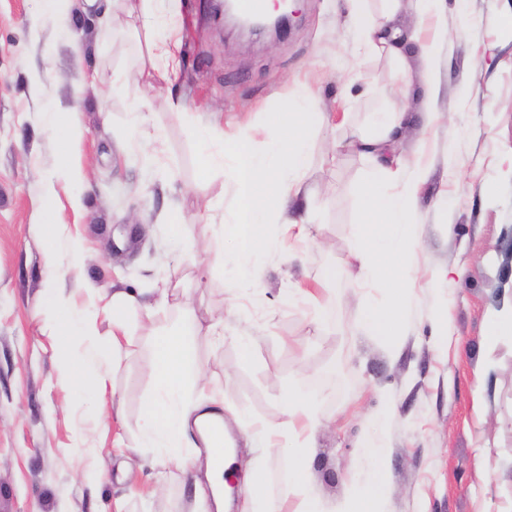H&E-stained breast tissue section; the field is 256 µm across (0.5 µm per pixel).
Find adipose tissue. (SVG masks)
<instances>
[{"label": "adipose tissue", "instance_id": "adipose-tissue-1", "mask_svg": "<svg viewBox=\"0 0 512 512\" xmlns=\"http://www.w3.org/2000/svg\"><path fill=\"white\" fill-rule=\"evenodd\" d=\"M384 22H377L368 8V0H349L346 24L361 32L366 48L389 57L396 65L393 81L379 88L381 118L371 133L355 134L348 146L367 158L375 169L361 194V213L371 224L373 234L363 236L353 248L356 268L331 267L322 274L323 282L339 279L347 284L383 279L391 293L389 303L375 306L366 314L364 329L382 338L396 335L410 313L405 277L418 262L411 231L415 221L413 188L423 177V169L415 161L397 155L399 134L405 124L411 103L413 78L407 56L414 49L416 31L395 25L394 19L404 11L423 17L426 0H384ZM319 103L310 87H302L287 125L269 126L265 145L256 148L252 134L238 130L230 139L220 140L213 127L196 128L201 146V169L210 172L217 159L210 146L223 141L224 152L233 159V175L240 188L238 220L226 227L235 245L234 260L242 280L252 277L250 261L268 245V227L283 224L310 236L311 224L306 215L291 214L289 207L305 192L308 173L307 141L316 122L324 120ZM169 301L167 291L155 292L153 299L141 300L124 290L112 293V349L120 351L132 334V323L152 319ZM44 326L57 336L61 346L72 338L84 339L82 353L66 358L65 379L76 386L105 390L109 361L96 341L95 317L57 300L43 314ZM192 325L175 333L156 336L153 365L154 388L142 408L140 432L146 447L155 449L160 459L179 458L189 445V430L200 426L207 413L205 404H219V393L208 402L192 399L188 394L191 378L200 373L193 338L201 334ZM207 487L199 491L195 512H224L223 500H210L209 488L223 485L224 474L233 462L232 456L219 455L218 444L205 440ZM313 438L290 446L292 459L284 485L300 489L302 498L298 512H323L322 503L312 484ZM388 489L382 467H373L367 482L356 488L339 512H384Z\"/></svg>", "mask_w": 512, "mask_h": 512}]
</instances>
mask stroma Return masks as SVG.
I'll return each instance as SVG.
<instances>
[{
  "mask_svg": "<svg viewBox=\"0 0 512 512\" xmlns=\"http://www.w3.org/2000/svg\"><path fill=\"white\" fill-rule=\"evenodd\" d=\"M216 0H179L178 75L148 68L141 0H114L108 23L73 0L76 24L37 20V0H0V512H193L194 483L177 462L156 486L154 453L139 420L153 386V338L186 318L229 335L248 333L253 357L232 342L195 337L205 379L191 397L224 389L222 412L283 421L288 387L315 393L320 426L313 488L326 512L347 499L361 445L380 408L389 422L384 512H512V0H432L420 37L436 43L441 125L420 135L409 115L400 147L427 170L418 193L419 262L407 279L413 315L397 345L360 331L364 310L389 301L383 282L360 290L320 275L347 263L363 233L364 158L337 141L370 130L388 83L386 56L357 54L347 0H298L297 24L275 41L226 27ZM322 111L346 113L309 138L308 184L317 205L309 239L270 229L243 285L222 226L237 220L233 160L200 171L199 125L249 128L264 144L301 84ZM182 107L173 110L169 102ZM140 107L147 129L132 127ZM80 129L60 178L62 145L47 111ZM457 127L449 137V127ZM53 213H46V206ZM81 247L77 267L54 271L44 219ZM165 287L170 305L136 323L105 398L60 381V350L40 314L58 297L97 303L104 353L112 351V292ZM332 299L330 321L289 303L294 289ZM190 311H183L182 302ZM448 311L449 323L437 315Z\"/></svg>",
  "mask_w": 512,
  "mask_h": 512,
  "instance_id": "35a3bbf8",
  "label": "stroma"
}]
</instances>
